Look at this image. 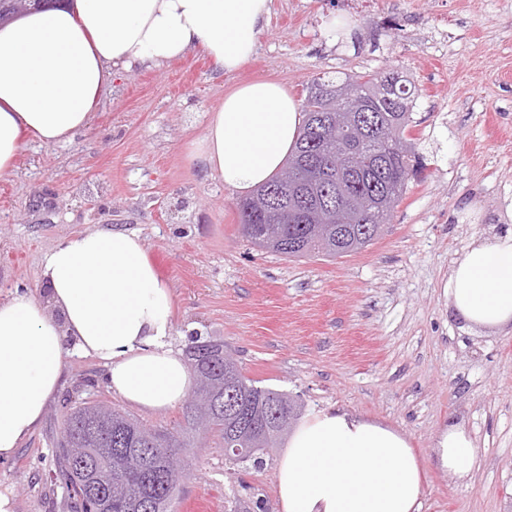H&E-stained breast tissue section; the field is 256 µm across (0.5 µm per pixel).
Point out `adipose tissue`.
<instances>
[{"mask_svg": "<svg viewBox=\"0 0 512 512\" xmlns=\"http://www.w3.org/2000/svg\"><path fill=\"white\" fill-rule=\"evenodd\" d=\"M272 0H62L0 26V176L25 137L52 144L87 127L114 75L203 51L224 73L254 55ZM304 120L287 90L253 81L225 94L189 153L195 169L247 195L280 171ZM46 294L0 302V459L41 425L70 352L108 368L113 394L147 413L181 402L192 374L171 344L172 292L136 234L87 229L43 266ZM444 292L471 329L512 327V229L474 236ZM477 443L437 435L435 464L469 479ZM423 468L396 430L338 409L297 424L277 468L280 512H420Z\"/></svg>", "mask_w": 512, "mask_h": 512, "instance_id": "adipose-tissue-1", "label": "adipose tissue"}]
</instances>
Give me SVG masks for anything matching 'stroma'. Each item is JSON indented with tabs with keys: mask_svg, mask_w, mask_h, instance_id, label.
<instances>
[{
	"mask_svg": "<svg viewBox=\"0 0 512 512\" xmlns=\"http://www.w3.org/2000/svg\"><path fill=\"white\" fill-rule=\"evenodd\" d=\"M395 71L418 94L409 132L423 168L383 234L334 261L289 259L239 232L237 197L190 170L192 142L234 86L266 78L303 101L323 73ZM94 227L137 234L173 294L175 348L223 341L261 386L307 413L336 407L390 426L424 467L421 512H512V332L480 333L443 285L472 235L512 227V0H273L255 56L227 75L194 50L114 76L71 141L28 140L0 176V299L43 296L45 255ZM106 369L64 363L40 428L7 460L15 512H78L54 453L70 401H108ZM480 448L469 480L431 463L439 431ZM279 452L233 464L203 441L171 512L277 504Z\"/></svg>",
	"mask_w": 512,
	"mask_h": 512,
	"instance_id": "1",
	"label": "stroma"
}]
</instances>
